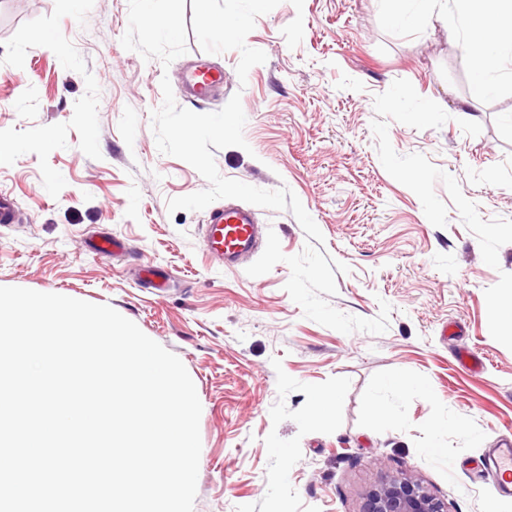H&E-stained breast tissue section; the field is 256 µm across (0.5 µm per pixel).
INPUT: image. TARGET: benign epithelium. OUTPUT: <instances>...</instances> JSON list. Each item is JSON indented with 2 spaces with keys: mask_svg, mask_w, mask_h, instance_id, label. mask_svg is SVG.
<instances>
[{
  "mask_svg": "<svg viewBox=\"0 0 512 512\" xmlns=\"http://www.w3.org/2000/svg\"><path fill=\"white\" fill-rule=\"evenodd\" d=\"M363 512H447V506L407 475L387 476L365 494Z\"/></svg>",
  "mask_w": 512,
  "mask_h": 512,
  "instance_id": "7a95c632",
  "label": "benign epithelium"
}]
</instances>
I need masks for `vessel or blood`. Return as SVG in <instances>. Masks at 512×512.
Wrapping results in <instances>:
<instances>
[{"label":"vessel or blood","instance_id":"vessel-or-blood-1","mask_svg":"<svg viewBox=\"0 0 512 512\" xmlns=\"http://www.w3.org/2000/svg\"><path fill=\"white\" fill-rule=\"evenodd\" d=\"M224 85L221 70L197 64L187 70L180 85L182 94L193 101H204ZM210 250L223 258L225 266L235 267L252 256L259 247L261 234L253 210L232 203L214 208L205 226ZM499 494L512 495V440H501L488 449L482 459Z\"/></svg>","mask_w":512,"mask_h":512}]
</instances>
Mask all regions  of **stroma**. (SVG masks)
I'll use <instances>...</instances> for the list:
<instances>
[{
  "label": "stroma",
  "instance_id": "obj_1",
  "mask_svg": "<svg viewBox=\"0 0 512 512\" xmlns=\"http://www.w3.org/2000/svg\"><path fill=\"white\" fill-rule=\"evenodd\" d=\"M393 0H210L251 15L243 37L185 0L187 51L170 66L125 50L128 0H0V286L106 304L176 354L202 405L193 512H362L382 476L406 473L448 512H512L475 462L512 432V63L492 96L474 85L447 24L389 26ZM50 33V44L37 42ZM224 72L201 112L240 95L247 148L216 150L226 178L290 188L347 265L330 304L386 332L306 318L286 263L251 277L204 241L208 210L168 199L209 186L161 154L151 113L188 62ZM423 109V119L410 118ZM284 254L307 238L287 210L257 208ZM100 234L123 257L91 251ZM164 269L171 287H145ZM457 326L444 338L446 324ZM482 360L472 372L459 350ZM404 377L408 388L392 391ZM334 420L321 419L319 400Z\"/></svg>",
  "mask_w": 512,
  "mask_h": 512
}]
</instances>
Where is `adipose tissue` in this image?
<instances>
[{
    "label": "adipose tissue",
    "instance_id": "adipose-tissue-1",
    "mask_svg": "<svg viewBox=\"0 0 512 512\" xmlns=\"http://www.w3.org/2000/svg\"><path fill=\"white\" fill-rule=\"evenodd\" d=\"M389 14L395 26L428 27L448 12L447 0H400ZM460 9L477 18L478 40L472 41L466 63L477 86L491 94L498 88L496 73L504 56H512V0H456Z\"/></svg>",
    "mask_w": 512,
    "mask_h": 512
}]
</instances>
